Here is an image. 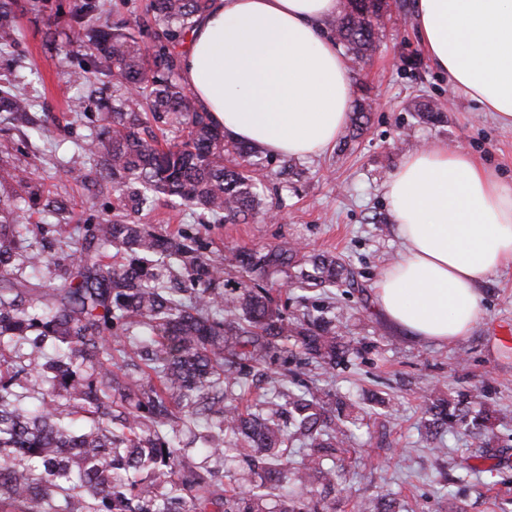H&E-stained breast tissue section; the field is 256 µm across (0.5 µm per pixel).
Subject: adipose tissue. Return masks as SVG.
I'll return each instance as SVG.
<instances>
[{
	"instance_id": "obj_1",
	"label": "adipose tissue",
	"mask_w": 512,
	"mask_h": 512,
	"mask_svg": "<svg viewBox=\"0 0 512 512\" xmlns=\"http://www.w3.org/2000/svg\"><path fill=\"white\" fill-rule=\"evenodd\" d=\"M339 0H211L180 57L188 89L233 139L317 157L348 120L352 84L324 23ZM424 55L456 92L512 128V0H416ZM402 251L375 284L379 311L448 343L481 318L480 288L512 263V183L438 142L385 184Z\"/></svg>"
}]
</instances>
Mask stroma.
I'll list each match as a JSON object with an SVG mask.
<instances>
[{
  "instance_id": "stroma-1",
  "label": "stroma",
  "mask_w": 512,
  "mask_h": 512,
  "mask_svg": "<svg viewBox=\"0 0 512 512\" xmlns=\"http://www.w3.org/2000/svg\"><path fill=\"white\" fill-rule=\"evenodd\" d=\"M71 2L18 0V43L0 54V79L23 77L35 103L33 120L45 129L38 135L0 125V141L12 146L0 155V167L27 169L70 202L67 216L33 215L30 229L48 242L62 222L95 224L112 207L111 198L88 200L80 187L59 178L60 163L80 155L98 126L95 105L79 115L68 106L86 89L66 83L64 74L83 65V57L68 58L46 46L50 29L65 26ZM414 3L388 0L378 50L369 60L348 64L353 103L379 102L362 126L346 124L322 156L270 157L260 199L275 220L216 224L201 210L162 203L145 223L155 232L179 230L199 238L214 258L290 241L301 243L304 255L333 256L354 271V288L298 289L296 263L263 283L289 310L327 306L339 336L353 349L317 381L354 403L359 416L342 455L337 512H352L354 504L387 489L395 494L396 512H512V264L483 285V314L470 335L444 345L390 324L374 297L376 281L401 249L383 185L405 154L443 142L469 150L512 182V129L501 128L434 69L415 36ZM427 103L439 111L438 119L427 118ZM433 386L447 399L481 389L506 411L494 428L492 448L482 449L473 437L448 435L445 454L431 456L420 421L421 397Z\"/></svg>"
}]
</instances>
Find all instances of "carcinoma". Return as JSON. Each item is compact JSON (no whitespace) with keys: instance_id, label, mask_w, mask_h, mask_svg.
<instances>
[{"instance_id":"1","label":"carcinoma","mask_w":512,"mask_h":512,"mask_svg":"<svg viewBox=\"0 0 512 512\" xmlns=\"http://www.w3.org/2000/svg\"><path fill=\"white\" fill-rule=\"evenodd\" d=\"M208 2L150 0L132 23L110 19L104 0L71 4L78 30L67 46L92 68L68 72V81L110 85L112 95L96 99L99 126L81 147L84 160L60 171L92 198L112 194V213L74 228L56 256L28 238L16 196L0 199V512H336L343 468L325 458L356 424L346 403L285 376L254 407L241 404L255 368L299 353L327 371L349 347L324 317L289 315L249 281L224 295V263H282L298 249L285 242L261 257L237 249L216 260L197 238L142 224L161 199L217 223L261 212L258 152L226 139L181 81L178 47ZM381 15L373 0H348L329 21L352 60L378 48ZM16 43V0H0V48ZM33 108L20 80L0 84V124L27 128ZM153 121L174 128L173 142L160 144ZM0 178L44 211L65 210L25 169ZM50 267L51 288L26 278ZM312 268L298 280L355 284L329 256ZM422 399L434 456L447 433L488 435L498 413L479 393ZM236 460L261 472L245 494L224 483ZM357 512H391L390 493Z\"/></svg>"}]
</instances>
